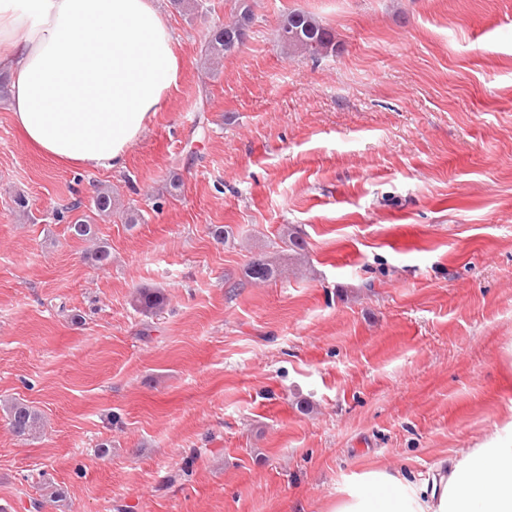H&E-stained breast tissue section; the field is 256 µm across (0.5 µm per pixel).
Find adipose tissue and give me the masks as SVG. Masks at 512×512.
Returning <instances> with one entry per match:
<instances>
[{
    "label": "adipose tissue",
    "instance_id": "1",
    "mask_svg": "<svg viewBox=\"0 0 512 512\" xmlns=\"http://www.w3.org/2000/svg\"><path fill=\"white\" fill-rule=\"evenodd\" d=\"M0 71L29 145L116 169L177 86L181 60L156 0H0ZM333 512H512V422L423 481L353 475Z\"/></svg>",
    "mask_w": 512,
    "mask_h": 512
}]
</instances>
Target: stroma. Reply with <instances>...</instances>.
Here are the masks:
<instances>
[{"label": "stroma", "instance_id": "stroma-1", "mask_svg": "<svg viewBox=\"0 0 512 512\" xmlns=\"http://www.w3.org/2000/svg\"><path fill=\"white\" fill-rule=\"evenodd\" d=\"M160 5L181 77L124 168L44 156L0 105V512H331L354 473L423 477L492 438L512 421V0H252L214 77L238 0ZM294 10L336 52L289 54ZM101 186L112 217L75 238L59 213ZM139 288L165 307L136 311ZM237 10L231 15L224 27L217 29L207 41L204 55L205 62L219 65L222 58L235 52L244 44L247 31L254 21L252 6L248 1L241 0ZM10 426L18 437H29L38 424V414L29 406L16 403L10 407Z\"/></svg>", "mask_w": 512, "mask_h": 512}]
</instances>
